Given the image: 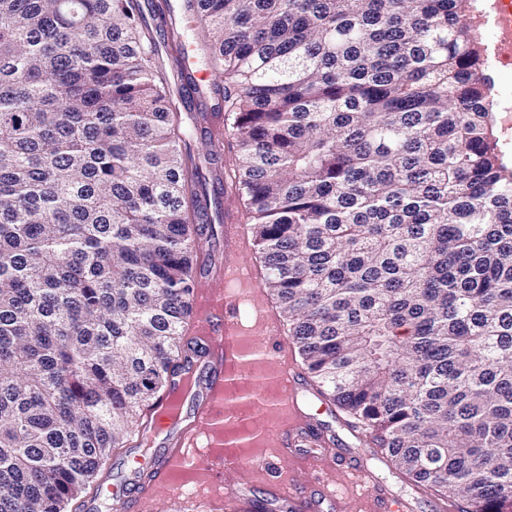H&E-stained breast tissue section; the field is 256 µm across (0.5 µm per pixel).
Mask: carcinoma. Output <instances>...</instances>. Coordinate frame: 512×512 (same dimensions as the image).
Returning a JSON list of instances; mask_svg holds the SVG:
<instances>
[{"instance_id":"1","label":"carcinoma","mask_w":512,"mask_h":512,"mask_svg":"<svg viewBox=\"0 0 512 512\" xmlns=\"http://www.w3.org/2000/svg\"><path fill=\"white\" fill-rule=\"evenodd\" d=\"M463 0H189L306 370L512 512V171ZM137 0H0V512H65L182 361L203 174Z\"/></svg>"}]
</instances>
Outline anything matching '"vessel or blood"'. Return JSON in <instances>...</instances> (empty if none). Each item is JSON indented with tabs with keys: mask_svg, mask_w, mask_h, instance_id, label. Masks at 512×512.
Listing matches in <instances>:
<instances>
[{
	"mask_svg": "<svg viewBox=\"0 0 512 512\" xmlns=\"http://www.w3.org/2000/svg\"><path fill=\"white\" fill-rule=\"evenodd\" d=\"M486 15L496 31L494 52L512 54V0H488ZM223 231V267L214 278L200 281L192 297L199 333L206 336L209 352L201 360L187 359L159 402L156 421L166 427L167 434L154 458L135 461L131 466L129 480L136 495L108 480L101 484L100 492L112 499L115 512H140L141 500L167 485L175 469L191 468L202 460L216 472L235 471L241 466L239 457L221 451L224 419L229 412L228 382L240 367L237 336L246 319L261 327L271 351H279L283 336L279 323L253 297L256 276L240 257L239 247L249 239V225L227 223ZM276 385L284 396V408L296 415L294 423L276 435L282 454L295 458L300 449L314 448L319 457L332 459L326 440L312 426V416L299 409V373L291 365H282ZM349 469L360 493L371 495L377 512H412L411 504L379 482L372 470L357 461L351 462ZM268 490L281 512H319L325 503L334 512H344V494L328 481L308 489L280 479L269 484Z\"/></svg>",
	"mask_w": 512,
	"mask_h": 512,
	"instance_id": "obj_1",
	"label": "vessel or blood"
}]
</instances>
